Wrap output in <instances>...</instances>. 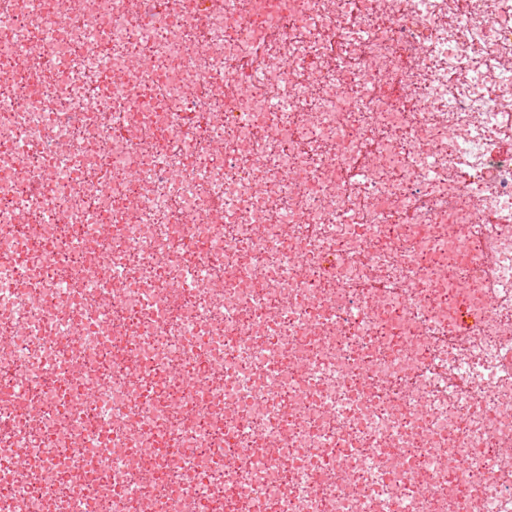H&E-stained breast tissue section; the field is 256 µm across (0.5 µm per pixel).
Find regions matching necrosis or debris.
<instances>
[{
	"label": "necrosis or debris",
	"mask_w": 512,
	"mask_h": 512,
	"mask_svg": "<svg viewBox=\"0 0 512 512\" xmlns=\"http://www.w3.org/2000/svg\"><path fill=\"white\" fill-rule=\"evenodd\" d=\"M510 355L512 0H0V512H512Z\"/></svg>",
	"instance_id": "1"
}]
</instances>
